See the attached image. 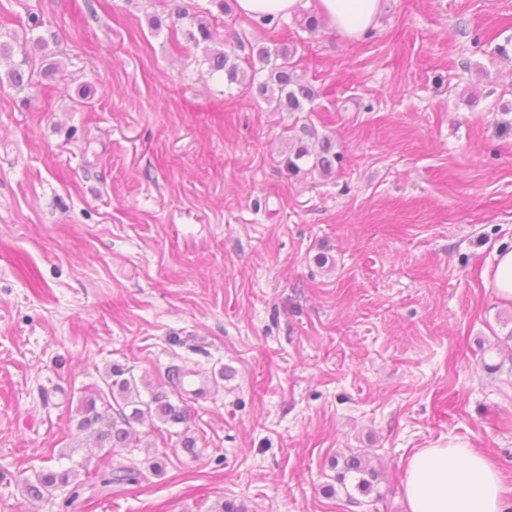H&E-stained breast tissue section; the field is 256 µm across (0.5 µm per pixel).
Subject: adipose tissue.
<instances>
[{
    "label": "adipose tissue",
    "mask_w": 512,
    "mask_h": 512,
    "mask_svg": "<svg viewBox=\"0 0 512 512\" xmlns=\"http://www.w3.org/2000/svg\"><path fill=\"white\" fill-rule=\"evenodd\" d=\"M382 0H316L328 27L357 40L376 26ZM409 512H512L500 471L488 455L460 440L416 452L403 481Z\"/></svg>",
    "instance_id": "1"
}]
</instances>
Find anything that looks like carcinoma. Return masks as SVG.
Masks as SVG:
<instances>
[{
    "label": "carcinoma",
    "mask_w": 512,
    "mask_h": 512,
    "mask_svg": "<svg viewBox=\"0 0 512 512\" xmlns=\"http://www.w3.org/2000/svg\"><path fill=\"white\" fill-rule=\"evenodd\" d=\"M175 14L178 20L189 21V27L184 32L188 43L197 47L214 41L212 26L207 17L191 14L185 8L176 9ZM251 50L256 52L261 64L260 71L265 73L263 82L258 86L259 94L269 103L276 104V109L301 112L304 105L312 103L318 97L314 86L296 74L293 65L294 49L284 44L272 48L267 45L253 46ZM21 55L20 61H14V48L0 43V60L9 61L6 77L15 87L33 84L34 70L30 65V53L24 48ZM204 63L208 65L210 73L224 77L228 83L239 82V65L224 50L205 47ZM302 132L311 139L315 138L314 131L307 126L302 127ZM336 158L338 155L331 137L317 139V147L314 149L300 139L297 145L288 147V152L284 154V166L295 176L315 173L329 176L334 171ZM111 375L117 377V380L108 384L112 400L95 396L86 398L76 424L78 430L87 432L92 437L93 447L109 451L114 448H137L139 436L134 424L147 415H153L172 426L187 423L185 405L173 401L170 393L155 390L150 399L144 401L140 397L138 382L131 370L117 367L112 369ZM128 408L131 409L129 414L126 413ZM334 468L337 470L336 480L342 486H347V480L352 477L355 479V486L363 494L372 492L374 483L379 481L378 471L358 453L336 457ZM78 476L79 473L74 468H42L34 471L33 477L24 480V492L31 499L50 502L56 491L67 489L69 497L66 505L69 506L78 498ZM140 478L141 472L138 469L121 468L119 474L102 478L101 484L105 487L112 485L114 481L137 482Z\"/></svg>",
    "instance_id": "carcinoma-1"
}]
</instances>
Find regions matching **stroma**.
Wrapping results in <instances>:
<instances>
[{"instance_id":"obj_1","label":"stroma","mask_w":512,"mask_h":512,"mask_svg":"<svg viewBox=\"0 0 512 512\" xmlns=\"http://www.w3.org/2000/svg\"><path fill=\"white\" fill-rule=\"evenodd\" d=\"M165 11L0 0V42L42 36L35 69L61 64L0 85V512H407L409 458L451 439L512 499V304L484 284L512 246V0H383L361 41L232 8L231 86ZM234 31L295 46L316 100L261 99ZM305 125L332 175L284 168ZM114 365L170 393L207 379L196 454L156 418L132 451L78 433ZM350 451L376 491L337 482ZM57 459L85 479L70 507L23 492ZM121 466L142 479L94 483Z\"/></svg>"}]
</instances>
